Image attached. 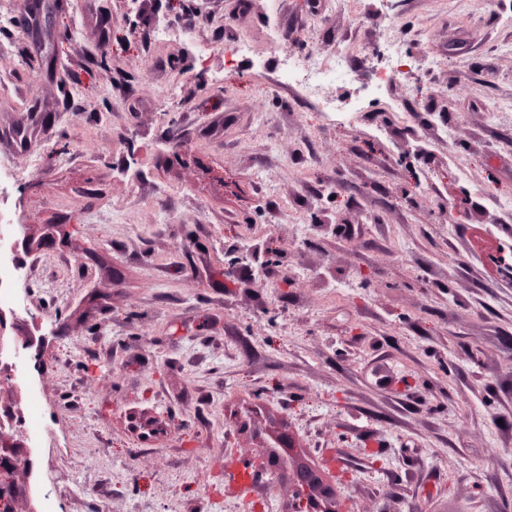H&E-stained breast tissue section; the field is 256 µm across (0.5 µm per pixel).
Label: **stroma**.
<instances>
[{
  "mask_svg": "<svg viewBox=\"0 0 512 512\" xmlns=\"http://www.w3.org/2000/svg\"><path fill=\"white\" fill-rule=\"evenodd\" d=\"M38 2L53 24L0 0L19 319L46 335L40 403L0 382L16 512H292L297 456L340 512H512V0ZM394 46L411 73L359 113L276 87L282 55L342 49L347 98Z\"/></svg>",
  "mask_w": 512,
  "mask_h": 512,
  "instance_id": "35a3bbf8",
  "label": "stroma"
}]
</instances>
